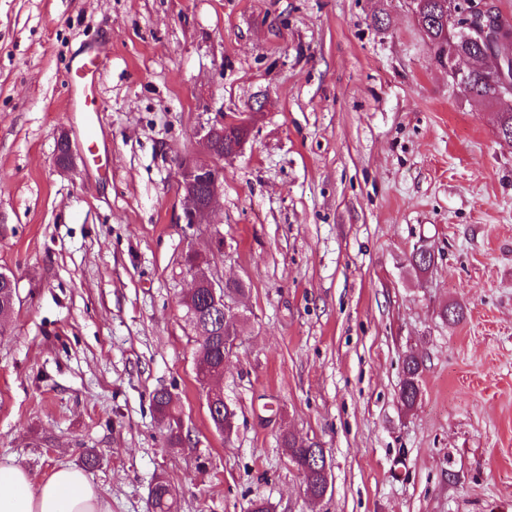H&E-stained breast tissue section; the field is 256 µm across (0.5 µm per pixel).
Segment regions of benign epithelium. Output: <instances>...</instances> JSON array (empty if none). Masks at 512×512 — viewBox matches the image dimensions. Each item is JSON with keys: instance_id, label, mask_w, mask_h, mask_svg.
<instances>
[{"instance_id": "7a95c632", "label": "benign epithelium", "mask_w": 512, "mask_h": 512, "mask_svg": "<svg viewBox=\"0 0 512 512\" xmlns=\"http://www.w3.org/2000/svg\"><path fill=\"white\" fill-rule=\"evenodd\" d=\"M448 19L454 22L461 34L476 36L478 34L495 38L489 33L492 22L496 20V11L490 0H448ZM495 77L499 78L504 86L505 93L512 92V55L497 58ZM238 135L234 150H239L246 138L248 122L236 115H226L222 112L208 119L196 130L201 142L206 147L207 158L203 160H186L179 165L178 183L184 191L186 206L184 209V223L198 224L201 216L214 210L220 201L223 192V169L218 164L219 157L215 150L216 140L224 137L229 131ZM208 264L207 255L199 253V259L189 270L194 276L197 287L208 289V300L214 306L222 307L224 321L232 322L236 316L235 302L224 296V278L205 269Z\"/></svg>"}]
</instances>
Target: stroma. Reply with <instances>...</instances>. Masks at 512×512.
Wrapping results in <instances>:
<instances>
[{
    "instance_id": "obj_1",
    "label": "stroma",
    "mask_w": 512,
    "mask_h": 512,
    "mask_svg": "<svg viewBox=\"0 0 512 512\" xmlns=\"http://www.w3.org/2000/svg\"><path fill=\"white\" fill-rule=\"evenodd\" d=\"M413 7L0 0V271L18 295L0 335V463L42 475L94 450L112 512H147L160 474L176 512L258 496L275 512H512V141L498 134L512 98L462 92ZM86 50L101 61L92 152L63 83ZM220 111L251 124L219 207L186 224L178 165L204 156L194 131ZM191 248L246 288L228 437L180 305ZM161 388L179 448L152 407ZM288 435L325 449L322 499ZM421 362L413 355H407L403 361L404 379L400 388V401L403 406L412 408L420 397Z\"/></svg>"
}]
</instances>
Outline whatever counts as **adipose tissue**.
<instances>
[{
	"label": "adipose tissue",
	"mask_w": 512,
	"mask_h": 512,
	"mask_svg": "<svg viewBox=\"0 0 512 512\" xmlns=\"http://www.w3.org/2000/svg\"><path fill=\"white\" fill-rule=\"evenodd\" d=\"M0 512H112L87 475L58 465L39 475L19 463H0Z\"/></svg>",
	"instance_id": "obj_1"
}]
</instances>
